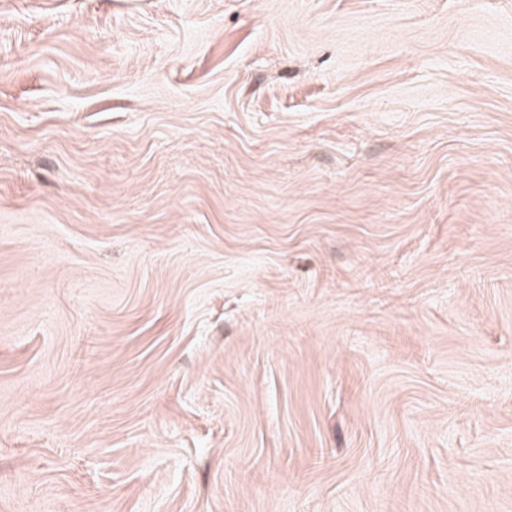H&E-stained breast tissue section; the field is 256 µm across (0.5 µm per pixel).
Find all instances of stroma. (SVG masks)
<instances>
[{"label": "stroma", "instance_id": "35a3bbf8", "mask_svg": "<svg viewBox=\"0 0 512 512\" xmlns=\"http://www.w3.org/2000/svg\"><path fill=\"white\" fill-rule=\"evenodd\" d=\"M0 512H512V0H0Z\"/></svg>", "mask_w": 512, "mask_h": 512}]
</instances>
